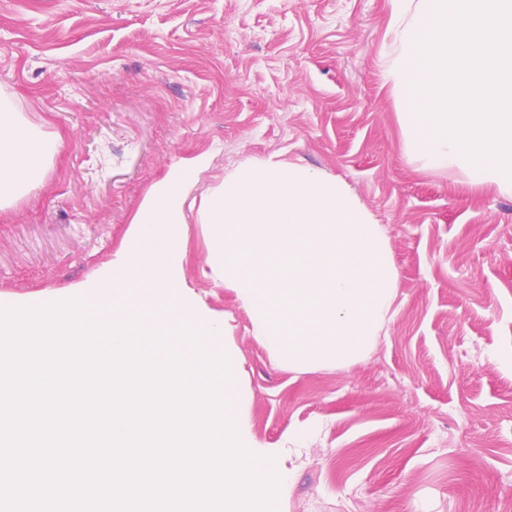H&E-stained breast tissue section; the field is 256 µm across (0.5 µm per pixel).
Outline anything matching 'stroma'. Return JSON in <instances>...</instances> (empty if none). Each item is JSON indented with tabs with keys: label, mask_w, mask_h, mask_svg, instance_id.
Instances as JSON below:
<instances>
[{
	"label": "stroma",
	"mask_w": 512,
	"mask_h": 512,
	"mask_svg": "<svg viewBox=\"0 0 512 512\" xmlns=\"http://www.w3.org/2000/svg\"><path fill=\"white\" fill-rule=\"evenodd\" d=\"M388 0H0V94L63 146L0 212V299L93 280L147 191L275 156L343 180L398 274L375 348L288 368L182 227L184 281L237 348L253 439L287 455L278 512H493L512 493V195L402 149Z\"/></svg>",
	"instance_id": "1"
}]
</instances>
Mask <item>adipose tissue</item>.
<instances>
[{"label": "adipose tissue", "mask_w": 512, "mask_h": 512, "mask_svg": "<svg viewBox=\"0 0 512 512\" xmlns=\"http://www.w3.org/2000/svg\"><path fill=\"white\" fill-rule=\"evenodd\" d=\"M60 146V135L37 131L9 100H0V211L42 179Z\"/></svg>", "instance_id": "1"}]
</instances>
